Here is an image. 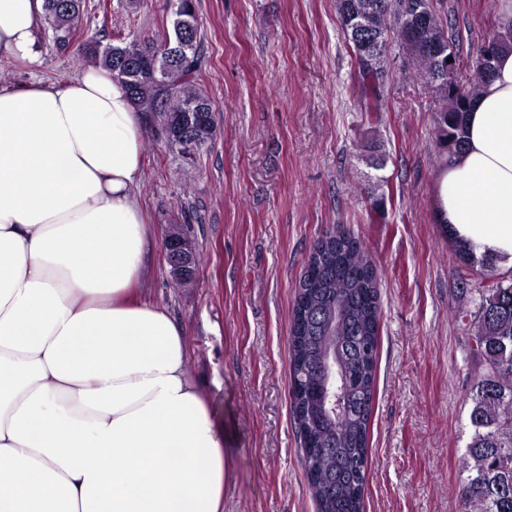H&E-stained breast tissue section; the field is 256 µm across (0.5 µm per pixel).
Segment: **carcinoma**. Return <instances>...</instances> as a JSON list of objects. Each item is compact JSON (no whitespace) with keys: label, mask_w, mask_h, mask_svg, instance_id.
Returning a JSON list of instances; mask_svg holds the SVG:
<instances>
[{"label":"carcinoma","mask_w":512,"mask_h":512,"mask_svg":"<svg viewBox=\"0 0 512 512\" xmlns=\"http://www.w3.org/2000/svg\"><path fill=\"white\" fill-rule=\"evenodd\" d=\"M406 0H337L346 35L355 22L382 38L379 48L352 45L363 82L371 89L386 73L388 28L396 26L416 76L439 95L435 130L448 150L463 145V115L486 71L476 51L466 60L467 84L438 76L453 48L431 8L407 25ZM172 31L160 40L103 43L80 30L83 0H45V20L60 43L78 39L81 58L109 68L145 114L147 129L183 157L215 134L214 108L199 88L201 40L195 0H172ZM490 280L467 323L468 350L484 366L473 382L470 441L461 456L467 472L459 512H512V284ZM380 304L377 272L363 241L342 226L314 242L299 279L290 325V398L302 441L316 512H364L370 412L375 392Z\"/></svg>","instance_id":"carcinoma-1"}]
</instances>
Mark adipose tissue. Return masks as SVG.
Segmentation results:
<instances>
[{
  "label": "adipose tissue",
  "instance_id": "1",
  "mask_svg": "<svg viewBox=\"0 0 512 512\" xmlns=\"http://www.w3.org/2000/svg\"><path fill=\"white\" fill-rule=\"evenodd\" d=\"M45 0H0V57ZM434 212L512 269V51L472 102ZM144 116L111 72L0 87V512H224V420L147 295Z\"/></svg>",
  "mask_w": 512,
  "mask_h": 512
}]
</instances>
